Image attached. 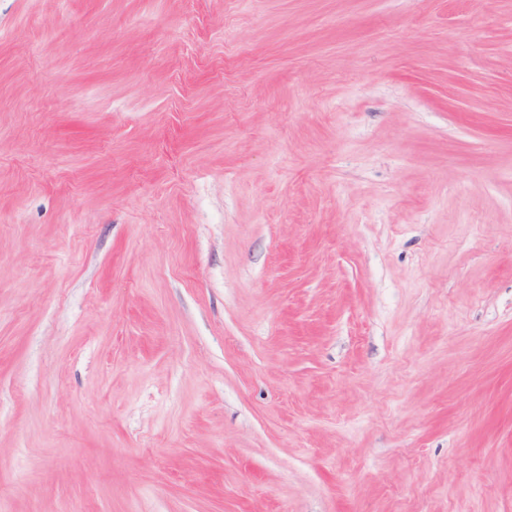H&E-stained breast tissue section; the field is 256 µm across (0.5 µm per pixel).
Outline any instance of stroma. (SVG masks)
Listing matches in <instances>:
<instances>
[{
	"instance_id": "35a3bbf8",
	"label": "stroma",
	"mask_w": 512,
	"mask_h": 512,
	"mask_svg": "<svg viewBox=\"0 0 512 512\" xmlns=\"http://www.w3.org/2000/svg\"><path fill=\"white\" fill-rule=\"evenodd\" d=\"M0 512H512V0H0Z\"/></svg>"
}]
</instances>
